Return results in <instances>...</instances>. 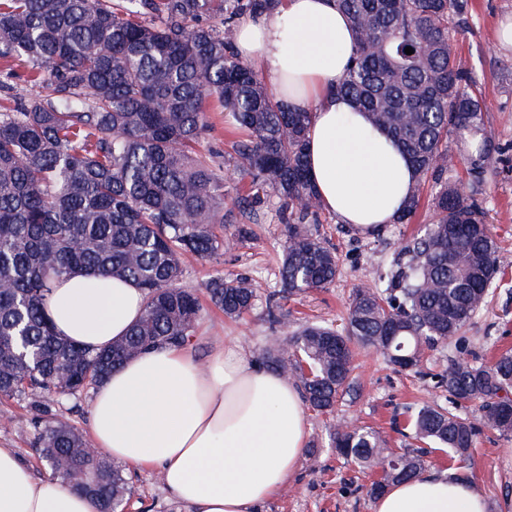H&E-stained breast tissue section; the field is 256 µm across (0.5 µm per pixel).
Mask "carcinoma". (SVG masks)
<instances>
[{"mask_svg": "<svg viewBox=\"0 0 512 512\" xmlns=\"http://www.w3.org/2000/svg\"><path fill=\"white\" fill-rule=\"evenodd\" d=\"M282 0H0V395L30 393L48 413L64 397L99 384L113 369L155 347H186L201 304L176 286L186 254L224 252L226 224L251 217L259 191L278 199L287 229L279 268L281 297L331 285L336 252L312 225L324 209L306 175L309 112H293L255 63L235 50L231 24L270 14ZM353 22L357 45L336 92L387 130L418 181L451 170L455 140L468 182H444L433 199L435 223L385 272L383 288L361 286L346 325L309 322L289 348L266 362L291 375L310 407L330 414L356 392L352 346L381 351L395 367L419 366L424 350L444 346L484 306L501 268L500 247L481 204L496 147L475 81L451 50L448 17L466 0H336ZM414 53H405L406 47ZM28 64L18 90L11 62ZM232 115L246 138L233 143L232 171L258 192L226 207L227 169L195 145L210 130L213 107ZM420 207L415 189L394 223ZM77 271L129 279L144 310L127 334L98 351L56 333L45 312L53 284ZM211 302L228 318L252 311L259 286L218 275ZM411 364L400 365L398 356ZM452 404L468 402L480 421L512 436V352L484 366L458 357L439 375ZM413 438L459 459L469 455L475 423L424 404ZM37 451L49 476L118 512L129 488L123 470L86 451L74 427L53 418L39 428ZM336 452L379 472L371 493L415 477L425 462L396 452L368 427L338 425Z\"/></svg>", "mask_w": 512, "mask_h": 512, "instance_id": "carcinoma-1", "label": "carcinoma"}]
</instances>
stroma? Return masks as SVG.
<instances>
[{
  "label": "stroma",
  "mask_w": 512,
  "mask_h": 512,
  "mask_svg": "<svg viewBox=\"0 0 512 512\" xmlns=\"http://www.w3.org/2000/svg\"><path fill=\"white\" fill-rule=\"evenodd\" d=\"M512 18V0H468L463 17L450 26L454 52L474 78L485 101L486 122L493 139L503 148L492 161L493 173L485 185L488 227L496 239L504 264L493 279L486 305L462 329L461 339L447 346L426 350L418 372L394 367L372 348H355L353 372L359 387L355 399L338 402L333 414L312 408L303 413L308 430L305 453L278 494L259 512H373L370 492L376 473H362L331 446L334 424L372 428L389 447L408 449L422 456L425 472L461 475L474 482L487 497L490 512H512V439L483 429L467 461L450 458L435 446L412 443L407 434L418 405H447L448 394L437 376L468 345L480 362L490 363L512 351V48L495 39L498 21ZM435 190L427 182L421 206L409 224H388L380 232L363 235L339 223L330 212H322L316 226L319 237L335 249L339 269L335 282L326 289L283 300L279 290V266L286 228L280 224L277 200L265 196L250 222V239L230 240L223 254L209 261L187 257L180 287L207 295L208 281L220 274L243 276L261 288V302L241 320H232L206 302L194 337L188 346L199 361H206L221 345L238 343L256 364L275 342L289 339L305 322H326L342 327L355 288L374 286L376 270L388 269L413 238L423 235L434 220L429 199ZM280 304L284 317L274 321L267 315V302ZM44 416L32 398L0 397V448H11L35 476L47 470L35 451L36 429ZM129 483L123 512H188L186 506L169 499L160 475L153 470L124 465Z\"/></svg>",
  "instance_id": "obj_1"
}]
</instances>
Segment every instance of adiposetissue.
Instances as JSON below:
<instances>
[{
	"label": "adipose tissue",
	"instance_id": "ef3b65f1",
	"mask_svg": "<svg viewBox=\"0 0 512 512\" xmlns=\"http://www.w3.org/2000/svg\"><path fill=\"white\" fill-rule=\"evenodd\" d=\"M355 46L334 0H283L273 13L243 18L235 34L236 51L260 59L289 109L311 113L309 174L324 207L370 234L393 222L417 173L385 130L334 92ZM143 304L134 282L81 272L54 284L47 313L60 335L99 349L127 333ZM89 427L98 452L159 470L170 498L190 512H257L297 469L307 439L297 387L234 344L203 367L186 349L141 352L97 385ZM0 512L96 509L0 448ZM373 512H489V504L475 484L428 473L391 484Z\"/></svg>",
	"mask_w": 512,
	"mask_h": 512
}]
</instances>
